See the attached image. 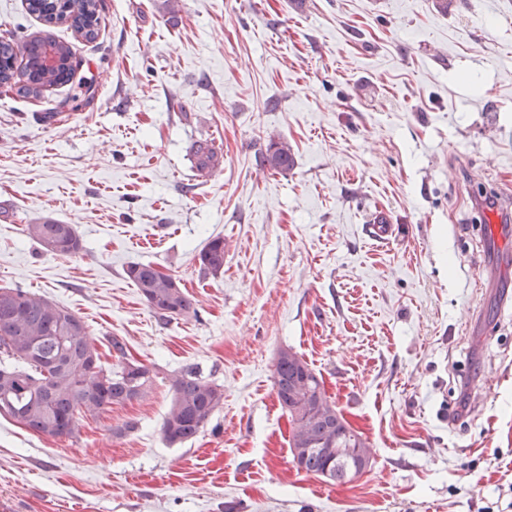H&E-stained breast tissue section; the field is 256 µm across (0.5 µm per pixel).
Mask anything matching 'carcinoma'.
Listing matches in <instances>:
<instances>
[{
	"label": "carcinoma",
	"instance_id": "cac0c4a2",
	"mask_svg": "<svg viewBox=\"0 0 512 512\" xmlns=\"http://www.w3.org/2000/svg\"><path fill=\"white\" fill-rule=\"evenodd\" d=\"M29 13L52 26L70 24L87 40L96 38L99 0H26ZM57 54V64L47 68V48ZM26 59L27 83L18 91L38 98L43 91L73 78L70 45L48 31L20 40L12 32L0 35V88H13L17 56ZM193 167L200 175L216 169L223 154L208 140L195 141L189 148ZM262 165L286 171L293 165L290 146L270 139L261 153ZM25 232L44 250L53 243L62 254L75 255L82 242L70 224L56 220L28 224ZM203 270L216 276L224 269V240L212 239L200 252ZM128 279L148 307L161 319L171 321L188 313L193 300L182 288H173L172 276L151 264L132 263ZM117 362L106 370L81 317L21 288H0V416L10 417L29 430L52 438H73L79 421L119 405L141 399L153 386L155 366L143 363L135 371L129 364L126 345L112 339ZM274 387L281 407L292 424L290 449L300 448L296 465L308 473L332 482L349 478L361 465L369 449L361 434L352 430L336 410L322 386V380L297 354L288 349L278 353ZM171 407L164 417L161 434L170 447L195 438L210 417L224 404V389L206 380L194 367H187L172 379Z\"/></svg>",
	"mask_w": 512,
	"mask_h": 512
}]
</instances>
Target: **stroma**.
Returning <instances> with one entry per match:
<instances>
[{
    "label": "stroma",
    "mask_w": 512,
    "mask_h": 512,
    "mask_svg": "<svg viewBox=\"0 0 512 512\" xmlns=\"http://www.w3.org/2000/svg\"><path fill=\"white\" fill-rule=\"evenodd\" d=\"M161 2L102 0L92 41L55 26L73 80L0 92V288L82 317L103 366L116 338L158 372L74 438L0 417V512H512V221L474 202L512 195V0H182L173 21ZM273 137L286 171L259 164ZM197 140L224 155L211 175ZM47 218L79 254L26 236ZM216 237L215 276L199 254ZM133 263L195 313L155 315ZM283 349L368 443L360 477L295 465ZM188 366L224 404L171 447ZM189 154L193 161V167L199 175L209 174L216 169L223 157L214 143L208 140L193 142L189 148ZM199 261L203 270L218 275L224 269V240L212 239L200 252Z\"/></svg>",
    "instance_id": "stroma-1"
}]
</instances>
